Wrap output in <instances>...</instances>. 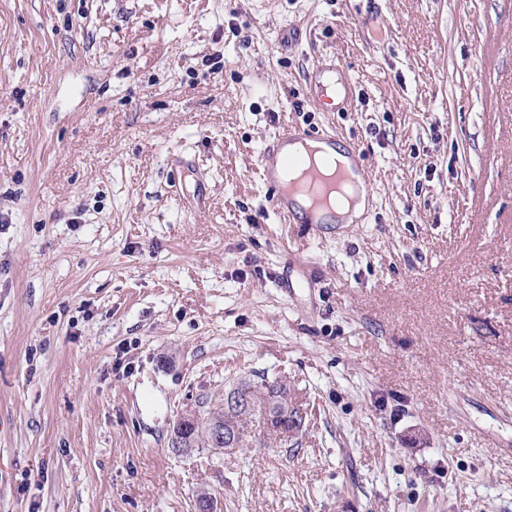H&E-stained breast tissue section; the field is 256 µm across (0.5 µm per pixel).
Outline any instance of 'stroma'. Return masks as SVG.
<instances>
[{"label":"stroma","mask_w":512,"mask_h":512,"mask_svg":"<svg viewBox=\"0 0 512 512\" xmlns=\"http://www.w3.org/2000/svg\"><path fill=\"white\" fill-rule=\"evenodd\" d=\"M287 122L360 146L363 223H280ZM259 373L302 430L172 451ZM202 491L512 512V0H0V512ZM310 99L321 103L324 97L339 101V108L346 110L353 98V83L340 64L331 61L318 65L310 76Z\"/></svg>","instance_id":"35a3bbf8"}]
</instances>
